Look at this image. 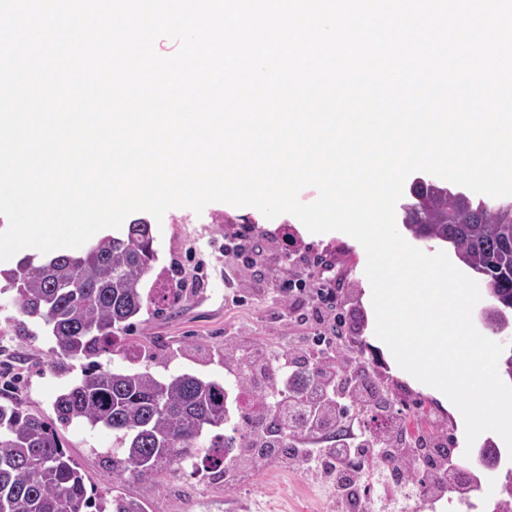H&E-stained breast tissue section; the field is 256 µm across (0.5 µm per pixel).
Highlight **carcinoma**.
<instances>
[{"mask_svg":"<svg viewBox=\"0 0 512 512\" xmlns=\"http://www.w3.org/2000/svg\"><path fill=\"white\" fill-rule=\"evenodd\" d=\"M404 228L417 239L449 244L456 257L482 276L488 306L507 327L512 311V201H474L431 180H418L400 205ZM157 260L147 222L134 220L124 237L105 236L85 254L23 257L3 272V291H15L19 312L44 323L60 359L51 369L68 375L66 358L119 354L117 333L143 309V285ZM224 384L182 373L158 378L149 370H114L91 363L53 404L64 425L82 423L112 432V480L175 474L187 461L224 470L226 449L245 447L215 433L224 425ZM144 512L123 497L106 502L87 490L56 428L15 404L0 405V512Z\"/></svg>","mask_w":512,"mask_h":512,"instance_id":"carcinoma-1","label":"carcinoma"}]
</instances>
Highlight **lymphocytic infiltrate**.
Instances as JSON below:
<instances>
[{
  "mask_svg": "<svg viewBox=\"0 0 512 512\" xmlns=\"http://www.w3.org/2000/svg\"><path fill=\"white\" fill-rule=\"evenodd\" d=\"M224 253L240 261L227 273L232 286L242 284L240 266L254 269L255 284L290 300L297 327L280 353L262 346L247 351L256 429L228 479L247 478L271 456L300 461L334 481L341 495L340 512H356L351 489L359 481L358 458L367 443L361 412L382 408L383 396L346 346L348 327L336 290L311 277V268L320 260L308 254L294 255L293 275L273 278L281 261L278 248L259 246L246 231L226 239ZM283 437L288 440L284 448L279 445Z\"/></svg>",
  "mask_w": 512,
  "mask_h": 512,
  "instance_id": "f902f5d3",
  "label": "lymphocytic infiltrate"
}]
</instances>
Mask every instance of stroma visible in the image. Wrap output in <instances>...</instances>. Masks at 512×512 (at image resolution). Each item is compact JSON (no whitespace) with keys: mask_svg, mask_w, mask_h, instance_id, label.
I'll list each match as a JSON object with an SVG mask.
<instances>
[{"mask_svg":"<svg viewBox=\"0 0 512 512\" xmlns=\"http://www.w3.org/2000/svg\"><path fill=\"white\" fill-rule=\"evenodd\" d=\"M255 217L251 235L263 245H282L286 253L304 252L322 258L312 270L321 277L325 266L335 269L340 295L347 304V320L356 350L393 401L399 421L424 411L430 423V435L447 441L453 458L466 448L464 419L457 408L444 406L423 389L410 385L385 354L373 343L374 321L364 301L369 286L365 275L367 255L364 248L337 232L321 235L309 232L296 217L283 214L274 219L259 217L255 208H241L222 202L205 207L202 214L188 208L168 210L161 223L152 224L157 260L148 279L158 288L185 281L195 263L203 273L195 287L181 290L173 304L145 305L136 323L119 332L118 348L127 359L100 356L103 366L123 369L151 368L162 375L193 373L210 379H224V340L229 329L238 328L252 342L276 350L284 346L293 326L281 298L257 292L245 302L234 301V292L224 282V239L241 230V215ZM22 316L12 293L0 294V404L16 402L30 413L55 421L53 402L66 380L51 369L55 358L54 342L40 325L31 335L19 329ZM66 451L78 464L87 489L104 498L122 495L138 500L145 512H336V487L317 482L302 468H287L277 461L255 467L252 477L243 483L225 481L223 472L185 467L174 475L157 480L113 482L109 474L111 432L84 425L58 427ZM492 444L502 449V438L495 433L481 434L476 446ZM512 455L503 451L498 468L476 467L473 474L480 482L479 496L485 500L482 512H493ZM414 496L415 512H456L455 499L470 497V490L454 494L423 488L420 474L401 484L386 482L378 490L375 512H391L392 498L399 490Z\"/></svg>","mask_w":512,"mask_h":512,"instance_id":"1","label":"stroma"}]
</instances>
